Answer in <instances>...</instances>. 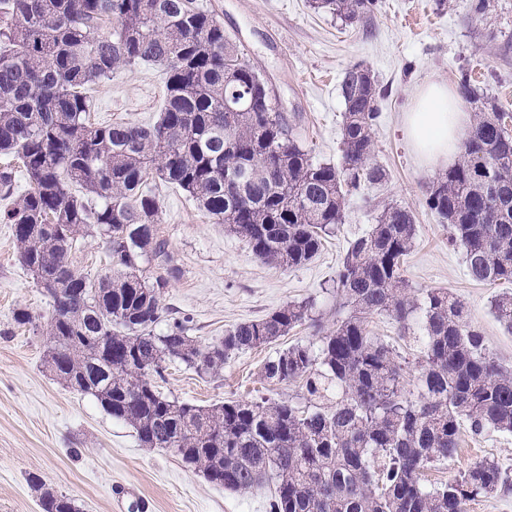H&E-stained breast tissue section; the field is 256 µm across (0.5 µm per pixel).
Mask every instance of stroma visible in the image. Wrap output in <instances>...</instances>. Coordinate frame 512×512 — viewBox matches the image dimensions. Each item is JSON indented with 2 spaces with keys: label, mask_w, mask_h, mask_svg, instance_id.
<instances>
[{
  "label": "stroma",
  "mask_w": 512,
  "mask_h": 512,
  "mask_svg": "<svg viewBox=\"0 0 512 512\" xmlns=\"http://www.w3.org/2000/svg\"><path fill=\"white\" fill-rule=\"evenodd\" d=\"M376 0L363 24L348 26L310 0H199L223 24L244 58L267 81L286 121L314 161L341 166L346 68L361 65L384 91L375 159L386 180L349 197L347 219L325 237L307 264L282 269L254 256L245 239L225 231L182 190L156 180L146 192L160 203L159 235L167 259L147 258L146 275L168 274L161 296L171 318L187 321L202 344L237 324L263 317L290 302L314 300L325 328H333L336 276L351 241L375 222V206L409 208L416 235L403 275L412 291L446 288L467 305L487 349L512 369V333L496 319L492 299L512 284H481L466 271L463 252L449 245L448 230L425 205V187L437 171L424 167L403 133L404 115L419 87L436 80L458 87L461 78L512 113V0ZM163 67L142 62L115 69L89 85L90 119L98 125L155 123L164 108ZM30 321H15L17 310ZM52 304L18 261L13 227L0 223V512H42L28 484L38 476L46 488L73 497L80 512H269L268 487L246 493L224 490L187 467L172 452L142 447L134 429L112 419L97 400L68 388L45 364ZM302 325L275 343L232 357L214 376L180 362L166 371L163 391L209 406L229 398L296 395L297 384L266 386L260 367L291 344L318 342ZM490 457L512 473V433L463 431L454 460L432 466L429 482L448 480ZM132 496L115 505L116 486Z\"/></svg>",
  "instance_id": "stroma-1"
}]
</instances>
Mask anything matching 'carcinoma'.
Here are the masks:
<instances>
[{"mask_svg": "<svg viewBox=\"0 0 512 512\" xmlns=\"http://www.w3.org/2000/svg\"><path fill=\"white\" fill-rule=\"evenodd\" d=\"M348 25L375 0H312ZM166 69V101L152 126L95 125L85 88L121 66ZM224 26L198 0H0V196L14 193L15 165L29 189L0 221L13 225L20 263L61 300L49 322L47 366L131 425L147 448L173 452L232 492L269 486V512H465L468 501L512 486L494 459L437 485L424 471L452 460L461 423L470 432H512V371L492 357L465 303L446 288L408 291L405 257L412 211L381 206L347 250L336 277V326L319 344L266 358L261 380L300 383L288 399H231L202 407L160 391L168 364L216 374L233 356L269 345L308 321L316 302L288 303L199 345L166 313L168 278L143 274L162 255L157 178L186 192L259 259L293 268L346 221L347 197L385 170L374 159L381 89L354 65L343 74V163H317L288 128L272 92ZM489 102L479 109L457 163L433 180L425 203L448 225L477 282L512 283V130ZM94 195L96 204L76 193ZM97 236L112 269L91 278L69 259L80 236ZM512 330V295L492 303ZM376 313L423 351L408 387L402 357L373 336ZM42 512H80L75 499L43 489Z\"/></svg>", "mask_w": 512, "mask_h": 512, "instance_id": "cac0c4a2", "label": "carcinoma"}]
</instances>
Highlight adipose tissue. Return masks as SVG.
I'll return each instance as SVG.
<instances>
[{
	"mask_svg": "<svg viewBox=\"0 0 512 512\" xmlns=\"http://www.w3.org/2000/svg\"><path fill=\"white\" fill-rule=\"evenodd\" d=\"M466 114L452 88L435 81L421 89L405 115V133L424 166L454 162L466 130Z\"/></svg>",
	"mask_w": 512,
	"mask_h": 512,
	"instance_id": "ef3b65f1",
	"label": "adipose tissue"
}]
</instances>
